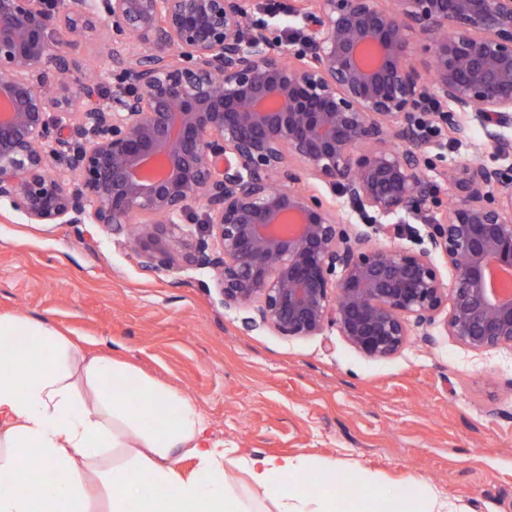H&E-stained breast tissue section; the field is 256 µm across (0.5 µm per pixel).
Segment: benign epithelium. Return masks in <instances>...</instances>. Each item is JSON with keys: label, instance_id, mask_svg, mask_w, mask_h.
I'll list each match as a JSON object with an SVG mask.
<instances>
[{"label": "benign epithelium", "instance_id": "7a95c632", "mask_svg": "<svg viewBox=\"0 0 512 512\" xmlns=\"http://www.w3.org/2000/svg\"><path fill=\"white\" fill-rule=\"evenodd\" d=\"M254 11L0 0V201L30 224H96L148 275L208 271L247 331L332 327L385 359L442 313L471 351L512 347V288L492 283L512 271V173L467 159L432 176L441 145L421 132L442 125L462 144L478 128L512 159V0H291L297 42ZM105 27L107 75L60 80L71 34L96 43ZM440 181L451 204L427 245L381 244L410 233L399 218L429 210ZM195 204L204 230L185 247ZM352 211L374 219L354 224Z\"/></svg>", "mask_w": 512, "mask_h": 512}]
</instances>
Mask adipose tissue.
Here are the masks:
<instances>
[{"mask_svg": "<svg viewBox=\"0 0 512 512\" xmlns=\"http://www.w3.org/2000/svg\"><path fill=\"white\" fill-rule=\"evenodd\" d=\"M194 460L193 469L178 459ZM322 469L319 491L307 477ZM247 477V493L228 476ZM107 487L104 512H342L335 464L225 447L182 392L129 362L85 356L43 323L0 314V512H92L86 487ZM351 512H448L433 488H384L360 473Z\"/></svg>", "mask_w": 512, "mask_h": 512, "instance_id": "1", "label": "adipose tissue"}]
</instances>
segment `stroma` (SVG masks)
<instances>
[{"label": "stroma", "mask_w": 512, "mask_h": 512, "mask_svg": "<svg viewBox=\"0 0 512 512\" xmlns=\"http://www.w3.org/2000/svg\"><path fill=\"white\" fill-rule=\"evenodd\" d=\"M206 271L144 274L93 224H30L0 203V314L182 391L225 445L434 487L457 512H512V349L477 353L440 328L371 360L336 329L245 332Z\"/></svg>", "instance_id": "1"}]
</instances>
